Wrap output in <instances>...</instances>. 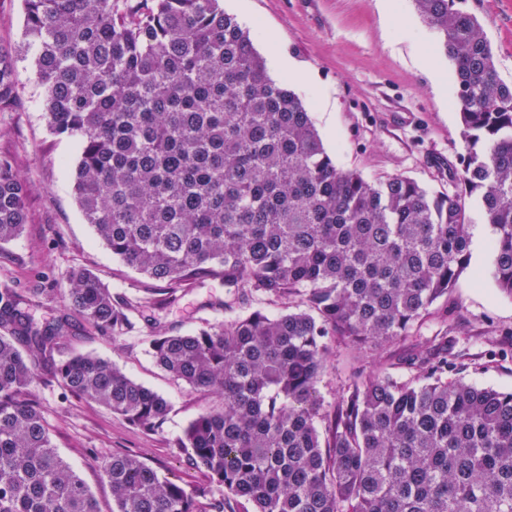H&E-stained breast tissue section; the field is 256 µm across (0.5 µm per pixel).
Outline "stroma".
<instances>
[{"label": "stroma", "mask_w": 512, "mask_h": 512, "mask_svg": "<svg viewBox=\"0 0 512 512\" xmlns=\"http://www.w3.org/2000/svg\"><path fill=\"white\" fill-rule=\"evenodd\" d=\"M226 12L250 29L272 79L289 85L309 106L312 121L338 166L380 181L396 175L431 193L454 190L463 142L453 65L440 51L436 33L411 0H223ZM475 16L495 55L502 80L512 84V0H457ZM309 75L294 80L279 59ZM17 108L0 112V152L11 153L31 186L23 234L0 246V279L12 280L33 300L37 320L69 314L72 329L61 357L92 353L115 361L124 372L164 396L171 410L162 429L130 425L103 406L65 391L45 378L35 398L59 454L77 470L98 501L111 512L112 491L100 463L115 453L138 457L184 487L207 485L203 468L192 465L176 440L214 404L211 395L174 381L155 363L150 324L135 318L120 335H102L69 313L55 289L75 267L91 269L112 293L136 299L148 281L113 257L86 224L73 191L77 151L72 140L49 133L38 99L31 60L18 64ZM470 270L440 301L414 335L362 355L329 343L317 385L324 405L336 396L352 364L371 373L438 336L454 339L453 378L512 391V298L491 280L474 281L471 270L487 264L492 230L477 203H469ZM214 280L180 292L178 301L156 310L163 325L186 333L222 320L213 302L226 299Z\"/></svg>", "instance_id": "stroma-1"}]
</instances>
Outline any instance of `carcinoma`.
Returning <instances> with one entry per match:
<instances>
[{
  "instance_id": "carcinoma-1",
  "label": "carcinoma",
  "mask_w": 512,
  "mask_h": 512,
  "mask_svg": "<svg viewBox=\"0 0 512 512\" xmlns=\"http://www.w3.org/2000/svg\"><path fill=\"white\" fill-rule=\"evenodd\" d=\"M23 41L0 45V112L31 55L43 118L74 140L86 223L166 298L114 296L88 268L59 289L103 335L150 304L219 279L224 320L172 335L155 363L219 398L177 447L220 488L188 490L142 460L101 461L112 512H512V391L448 380V337L409 353L408 377L356 367L334 405L317 395L326 340L357 352L410 335L469 267L467 200L493 229L473 272L512 298V84L456 0H413L453 64L465 192L336 165L310 112L272 80L222 0H23ZM30 187L0 153V244L27 223ZM285 300L272 314L252 304ZM0 280V512H100L53 445L34 389L71 394L155 432L170 406L95 355L56 360L71 329L40 325Z\"/></svg>"
}]
</instances>
